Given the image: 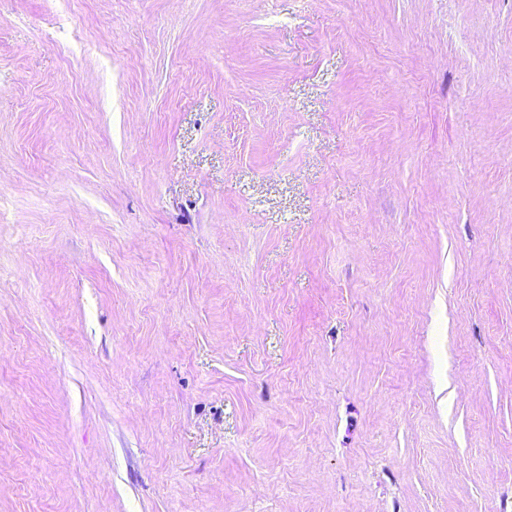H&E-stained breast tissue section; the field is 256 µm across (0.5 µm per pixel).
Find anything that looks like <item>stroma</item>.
<instances>
[{"mask_svg":"<svg viewBox=\"0 0 512 512\" xmlns=\"http://www.w3.org/2000/svg\"><path fill=\"white\" fill-rule=\"evenodd\" d=\"M0 512H512V0H0Z\"/></svg>","mask_w":512,"mask_h":512,"instance_id":"obj_1","label":"stroma"}]
</instances>
